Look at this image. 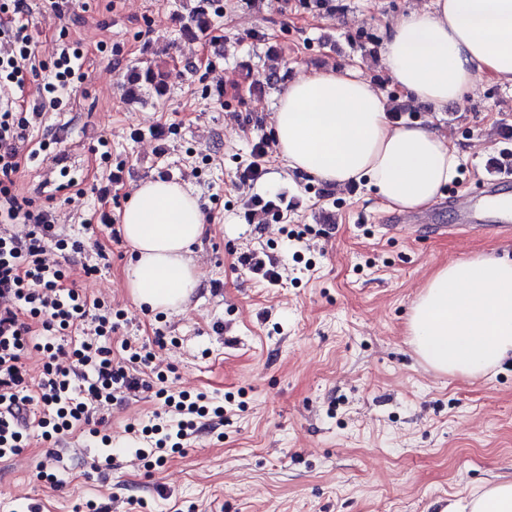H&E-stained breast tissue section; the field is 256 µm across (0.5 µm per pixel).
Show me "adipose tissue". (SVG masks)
<instances>
[{
  "mask_svg": "<svg viewBox=\"0 0 512 512\" xmlns=\"http://www.w3.org/2000/svg\"><path fill=\"white\" fill-rule=\"evenodd\" d=\"M380 33L381 65L399 101L440 113L481 83L512 86V0H431ZM394 101L357 64L304 70L274 105L275 152L291 173L338 189L361 183L386 207L426 210L456 179L461 157L442 126L395 121ZM120 222L133 253L124 272L132 300L179 312L201 285L191 256L205 230L197 197L183 184L147 180ZM408 334L427 364L451 376L477 379L512 358V257L439 268L411 308ZM448 512H512V478Z\"/></svg>",
  "mask_w": 512,
  "mask_h": 512,
  "instance_id": "ef3b65f1",
  "label": "adipose tissue"
}]
</instances>
